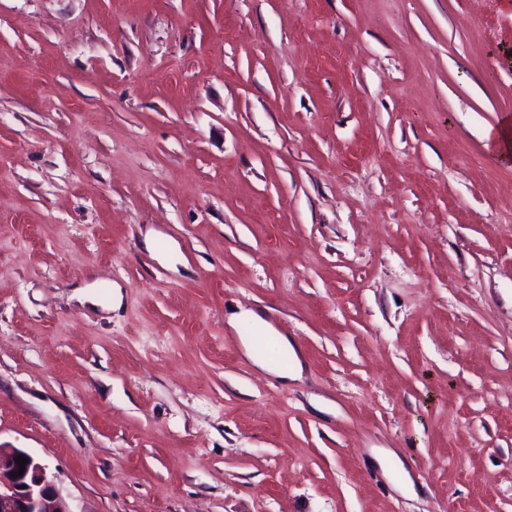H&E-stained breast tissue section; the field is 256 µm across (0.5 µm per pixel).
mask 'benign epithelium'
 I'll use <instances>...</instances> for the list:
<instances>
[{
	"label": "benign epithelium",
	"mask_w": 512,
	"mask_h": 512,
	"mask_svg": "<svg viewBox=\"0 0 512 512\" xmlns=\"http://www.w3.org/2000/svg\"><path fill=\"white\" fill-rule=\"evenodd\" d=\"M27 459L25 471L16 458ZM0 512H71L61 498L48 466L23 448L0 447Z\"/></svg>",
	"instance_id": "7a95c632"
}]
</instances>
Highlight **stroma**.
<instances>
[{
    "instance_id": "1",
    "label": "stroma",
    "mask_w": 512,
    "mask_h": 512,
    "mask_svg": "<svg viewBox=\"0 0 512 512\" xmlns=\"http://www.w3.org/2000/svg\"><path fill=\"white\" fill-rule=\"evenodd\" d=\"M509 115L512 0H0V446L71 512H512ZM499 160L502 163L512 162V125L509 120L504 121L500 127L489 136ZM245 316L248 319V321H250L253 324V326L260 333V335L275 337L279 346L282 349L286 351H291L293 353V363L289 367L286 366L284 368L279 369L277 371V374L282 379L296 378L297 376H299L302 372V364L288 339H286L284 336L279 335L270 323H268L255 312L248 311L245 314Z\"/></svg>"
}]
</instances>
